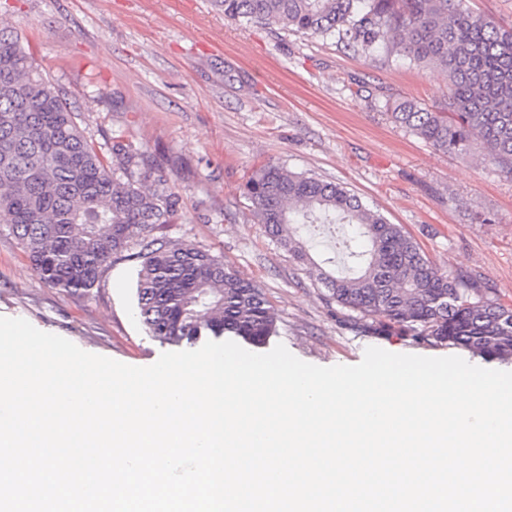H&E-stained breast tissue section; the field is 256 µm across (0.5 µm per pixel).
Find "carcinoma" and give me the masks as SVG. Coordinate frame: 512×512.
<instances>
[{
    "mask_svg": "<svg viewBox=\"0 0 512 512\" xmlns=\"http://www.w3.org/2000/svg\"><path fill=\"white\" fill-rule=\"evenodd\" d=\"M228 21L281 25L336 36L367 57H397L448 79V103L428 109L387 100L394 123L434 150L462 159L479 144L485 160L512 177V28L463 0H219ZM107 165L75 121L65 95L19 37L0 31V224L51 288L88 295L112 258L140 246L137 306L150 336L195 343L236 336L262 347L276 333L263 290L194 245L157 233L172 223L179 196L134 144L112 137ZM152 181L159 189L150 190ZM243 193L295 262L314 267L298 238L303 224H353L368 243L351 251L356 268L316 269L328 302L355 312L362 336H406L485 359L512 358V308L490 297L468 271L442 272L399 224H390L344 186L264 166Z\"/></svg>",
    "mask_w": 512,
    "mask_h": 512,
    "instance_id": "cac0c4a2",
    "label": "carcinoma"
}]
</instances>
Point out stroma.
<instances>
[{
	"label": "stroma",
	"instance_id": "stroma-1",
	"mask_svg": "<svg viewBox=\"0 0 512 512\" xmlns=\"http://www.w3.org/2000/svg\"><path fill=\"white\" fill-rule=\"evenodd\" d=\"M0 30L21 36L102 152L122 135L161 165L179 195L163 236L209 251L262 288L277 317L270 342L297 358L354 365L370 346L428 357L457 350L346 330V310L328 303L324 285L250 210L243 185L268 163L345 186L441 271L477 273L512 305V178L481 156L434 151L385 108L401 96L446 104L443 75L364 60L332 37L231 22L214 0H0ZM478 213L490 223H474ZM301 239L327 272L341 271V225L309 226ZM140 265L115 258L90 295L71 294L44 284L0 226V316L151 365L167 346L139 316Z\"/></svg>",
	"mask_w": 512,
	"mask_h": 512
}]
</instances>
